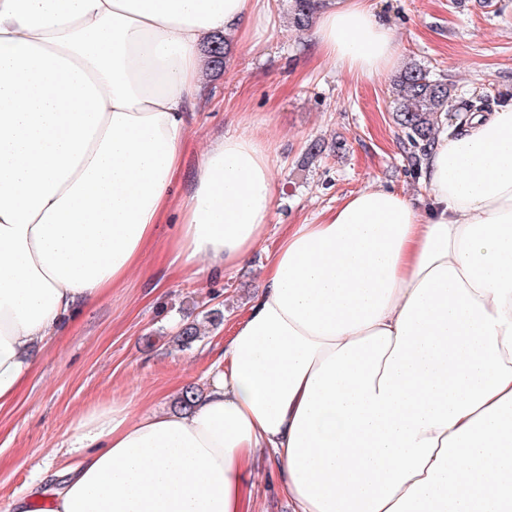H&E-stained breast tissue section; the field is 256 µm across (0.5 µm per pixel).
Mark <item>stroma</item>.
<instances>
[{
    "instance_id": "stroma-1",
    "label": "stroma",
    "mask_w": 512,
    "mask_h": 512,
    "mask_svg": "<svg viewBox=\"0 0 512 512\" xmlns=\"http://www.w3.org/2000/svg\"><path fill=\"white\" fill-rule=\"evenodd\" d=\"M370 2L395 35L398 65L421 64L462 98L482 95L493 106L512 99V0ZM392 79L334 66L310 35L289 27L286 0H274L271 20L253 25L250 43L233 42L229 67L211 79L209 102L192 117L174 187L182 189L185 171L196 168L213 135H259L274 162L264 241L245 268L189 280L168 247L177 215L161 214L123 287L64 323L15 400L0 408V512H13L36 467L71 464L63 446L87 409L116 401L136 412L170 411L187 384L206 389L211 364L245 315L268 254L292 225L315 222L373 184L424 195L394 122ZM313 141L323 145L315 157L307 153ZM212 309L223 311L220 325L207 326L190 348L170 346L182 322ZM252 481L254 512H289L269 463Z\"/></svg>"
}]
</instances>
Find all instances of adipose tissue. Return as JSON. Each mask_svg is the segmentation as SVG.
<instances>
[{
  "label": "adipose tissue",
  "mask_w": 512,
  "mask_h": 512,
  "mask_svg": "<svg viewBox=\"0 0 512 512\" xmlns=\"http://www.w3.org/2000/svg\"><path fill=\"white\" fill-rule=\"evenodd\" d=\"M269 0H0V407L59 325L121 287L160 214L201 279L238 269L274 201L256 135L175 174L204 45ZM316 42L371 78L396 60L366 0H324ZM429 205L350 193L269 253L190 413L83 412L62 486L15 512H253L259 457L293 512H512V101L437 136Z\"/></svg>",
  "instance_id": "ef3b65f1"
}]
</instances>
